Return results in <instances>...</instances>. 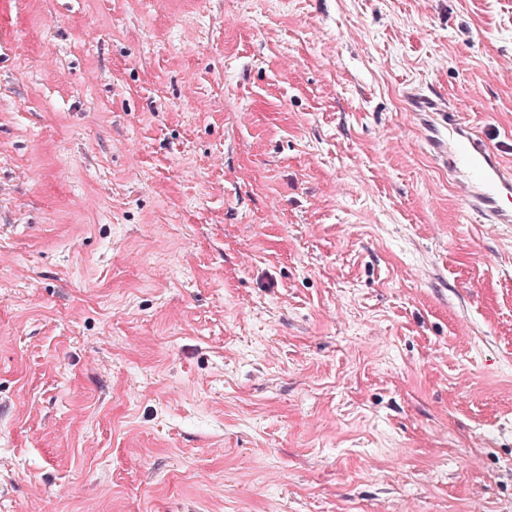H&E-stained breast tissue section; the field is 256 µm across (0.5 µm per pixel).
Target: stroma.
<instances>
[{
  "instance_id": "obj_1",
  "label": "stroma",
  "mask_w": 512,
  "mask_h": 512,
  "mask_svg": "<svg viewBox=\"0 0 512 512\" xmlns=\"http://www.w3.org/2000/svg\"><path fill=\"white\" fill-rule=\"evenodd\" d=\"M512 0H0V512H512ZM426 144L434 160L448 167V175L468 212L483 224H512V168L501 153L512 144H489V138L457 118L444 96L407 94Z\"/></svg>"
}]
</instances>
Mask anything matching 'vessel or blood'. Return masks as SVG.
Instances as JSON below:
<instances>
[{"instance_id":"obj_1","label":"vessel or blood","mask_w":512,"mask_h":512,"mask_svg":"<svg viewBox=\"0 0 512 512\" xmlns=\"http://www.w3.org/2000/svg\"><path fill=\"white\" fill-rule=\"evenodd\" d=\"M407 98L434 160L447 167L467 211L487 224H512V167L502 160L512 146L489 144L458 119L445 97L411 92Z\"/></svg>"}]
</instances>
